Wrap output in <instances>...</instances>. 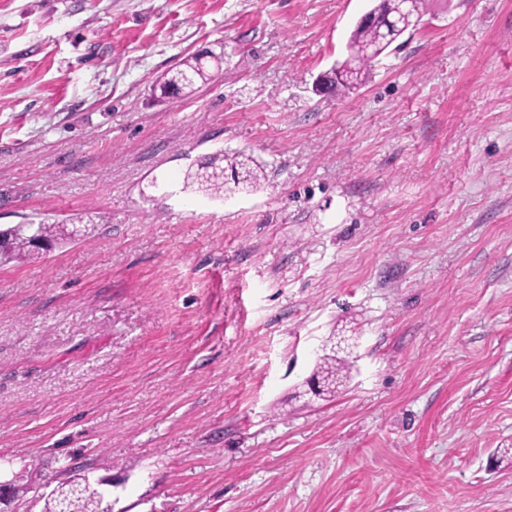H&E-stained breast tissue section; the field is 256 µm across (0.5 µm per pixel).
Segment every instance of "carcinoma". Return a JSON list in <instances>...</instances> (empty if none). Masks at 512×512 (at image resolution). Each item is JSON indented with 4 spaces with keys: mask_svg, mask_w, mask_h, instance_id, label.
<instances>
[{
    "mask_svg": "<svg viewBox=\"0 0 512 512\" xmlns=\"http://www.w3.org/2000/svg\"><path fill=\"white\" fill-rule=\"evenodd\" d=\"M403 32L395 29L389 33L377 27L358 22L351 32L347 48L349 55L333 72L332 89L351 91L360 87L368 71L377 61L376 54L385 52L397 41ZM214 63L222 62L220 55L211 52L207 56H194L184 63V68L165 78L160 84V97L167 100H178L192 93L199 82L207 80V60ZM227 162L222 166L221 162ZM230 171L231 180L224 179V171ZM264 175V167L254 158L241 152L232 154H217L206 162L198 164L197 168L189 169L184 176L185 187L199 192L219 196L228 190V184L256 185ZM36 232L52 246L62 245L70 241V234L64 224H38ZM1 235L10 238V245L0 254L2 261H24L34 257L36 250L30 244L28 232L13 227L0 231ZM350 362L345 357L325 355L320 363L317 379L325 385L334 384L336 390H341L347 380ZM72 485L61 491V500H53L47 505L49 512H101L100 497L96 490L82 488L76 490Z\"/></svg>",
    "mask_w": 512,
    "mask_h": 512,
    "instance_id": "1",
    "label": "carcinoma"
}]
</instances>
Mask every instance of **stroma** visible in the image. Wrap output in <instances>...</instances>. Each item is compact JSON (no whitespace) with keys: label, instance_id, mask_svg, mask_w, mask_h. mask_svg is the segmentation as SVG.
Wrapping results in <instances>:
<instances>
[{"label":"stroma","instance_id":"obj_1","mask_svg":"<svg viewBox=\"0 0 512 512\" xmlns=\"http://www.w3.org/2000/svg\"><path fill=\"white\" fill-rule=\"evenodd\" d=\"M371 5L0 0V226L96 223L0 265L15 512L69 463L113 512H512V0H429L315 92ZM220 151L264 179L185 189ZM406 31L402 32L396 28L385 34L377 27L359 20L348 40L347 59L341 64H336L339 66L337 71L336 65L330 68L329 73L333 74L335 79L332 89L351 91L360 87L377 59ZM380 52L382 54L376 58L375 55ZM205 58L213 60L217 65L222 62L221 56L214 52H210L205 57L204 55L192 57L183 64L185 68L172 73L160 84V98L168 101L178 100L182 96L192 93L199 81L207 80V61H205ZM323 361L320 363V368L316 376L321 380L322 385L335 384L336 392H324V395H335L344 386L347 380V374L350 368V362L347 357H339L337 355H324Z\"/></svg>","mask_w":512,"mask_h":512}]
</instances>
